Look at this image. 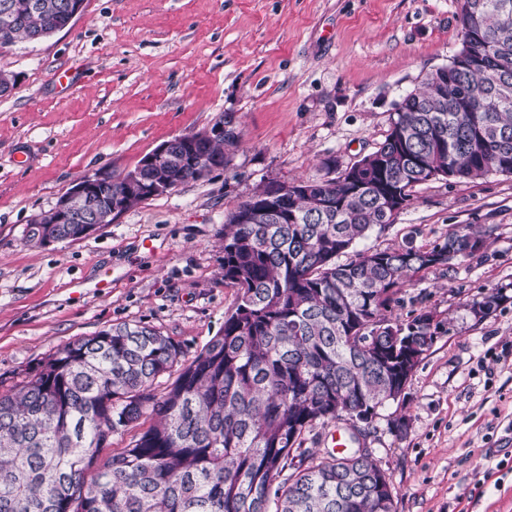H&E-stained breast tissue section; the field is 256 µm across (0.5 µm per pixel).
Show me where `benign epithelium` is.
I'll return each mask as SVG.
<instances>
[{
    "mask_svg": "<svg viewBox=\"0 0 512 512\" xmlns=\"http://www.w3.org/2000/svg\"><path fill=\"white\" fill-rule=\"evenodd\" d=\"M236 132L224 118H219L202 131L180 136L182 145L174 150L172 142L167 141L146 154L138 169L130 170L121 175L110 172H100L95 176L81 177L72 187L56 201L49 212L52 224H79L82 237H87L100 227L98 216L99 203L105 202L111 209V214L118 217L124 212L140 205L148 197L163 195L173 190V187L159 179L149 184L145 174L149 171H159L175 160L183 161L186 155H195L200 147L212 142L233 137ZM224 168V161L215 158L199 157L189 168L193 177L203 179L215 170ZM87 201V208L78 210L74 200Z\"/></svg>",
    "mask_w": 512,
    "mask_h": 512,
    "instance_id": "benign-epithelium-1",
    "label": "benign epithelium"
}]
</instances>
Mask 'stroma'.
<instances>
[{"mask_svg":"<svg viewBox=\"0 0 512 512\" xmlns=\"http://www.w3.org/2000/svg\"><path fill=\"white\" fill-rule=\"evenodd\" d=\"M459 0H86L69 27L0 49V393L69 341L146 323L193 356L224 326V219L260 186L331 179L384 141L397 103L460 45ZM77 73L59 93L56 76ZM230 118L224 169L93 235L46 247L24 228L83 176L121 173L175 136ZM470 224L476 255L413 275L388 315L444 331L404 404L364 447L396 512H512V177L417 186L369 247L427 246ZM501 293L484 316L475 301ZM406 416L408 430L389 420Z\"/></svg>","mask_w":512,"mask_h":512,"instance_id":"1","label":"stroma"}]
</instances>
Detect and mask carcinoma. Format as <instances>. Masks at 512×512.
I'll use <instances>...</instances> for the list:
<instances>
[{
  "mask_svg": "<svg viewBox=\"0 0 512 512\" xmlns=\"http://www.w3.org/2000/svg\"><path fill=\"white\" fill-rule=\"evenodd\" d=\"M62 2L0 0L12 15L0 49L64 28ZM459 2L460 43L482 38L479 64L428 75L351 173L288 183L256 224L237 222L247 200L226 216L224 284L237 300L193 357L150 325L116 324L0 393V512H395L392 478L372 455L300 447L306 430L339 420L357 443L380 408L405 400L412 353L429 351L443 325L427 310L392 322L393 296L410 275L448 266V252H479L486 235L465 225L427 247L354 246L448 172L512 176V0ZM162 177L177 187L188 171ZM24 233L64 241L76 225L42 212ZM164 375L174 380L159 395ZM143 417L153 423L100 460L112 433Z\"/></svg>",
  "mask_w": 512,
  "mask_h": 512,
  "instance_id": "1",
  "label": "carcinoma"
}]
</instances>
